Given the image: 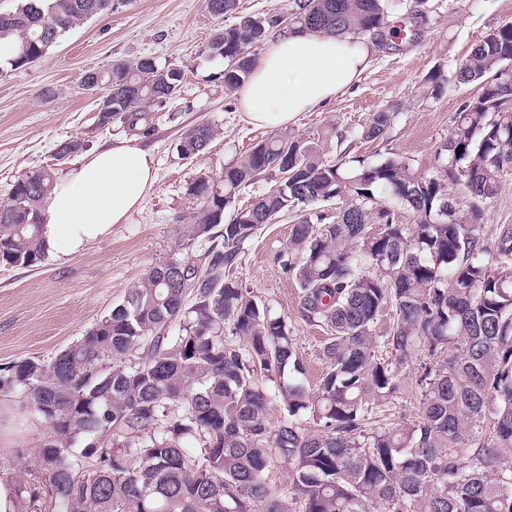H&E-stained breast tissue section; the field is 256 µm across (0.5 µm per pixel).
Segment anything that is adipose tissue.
Segmentation results:
<instances>
[{
    "mask_svg": "<svg viewBox=\"0 0 512 512\" xmlns=\"http://www.w3.org/2000/svg\"><path fill=\"white\" fill-rule=\"evenodd\" d=\"M368 58L367 49L348 37L276 34L241 91L244 116L257 127L288 128L299 113L352 85ZM156 182L151 151L127 140L97 147L56 181L40 217L46 246L74 252L111 225L126 223Z\"/></svg>",
    "mask_w": 512,
    "mask_h": 512,
    "instance_id": "adipose-tissue-1",
    "label": "adipose tissue"
}]
</instances>
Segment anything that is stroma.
<instances>
[{"label": "stroma", "instance_id": "1", "mask_svg": "<svg viewBox=\"0 0 512 512\" xmlns=\"http://www.w3.org/2000/svg\"><path fill=\"white\" fill-rule=\"evenodd\" d=\"M425 8L419 19L404 11L392 15L391 24L405 29L399 45L368 43L369 65L360 78L316 111L300 113L288 134L318 140L332 157L335 131L359 126L372 112L393 105L387 139L354 142L351 155L376 163L396 154L418 173H433L436 149L476 88L451 84L431 98L423 95L422 84L436 69L452 73L487 31L512 20V0H427ZM229 23L210 14L205 0H112L111 11L65 33L33 63L15 69L8 53L0 52V204L29 172L47 168L64 176L76 161H57L55 153L77 137L91 150L117 138L134 140L153 153L157 166L153 193L127 223L112 225L77 251H48L39 266L0 267V367L34 356L53 359L108 316L151 267L182 257V232L192 210L189 185L201 176L220 178L225 166L268 136V129L244 121L239 95L224 91L223 59L208 51L212 33ZM142 57L180 69L178 93L150 106L146 127L119 121L98 127L106 90L86 89L83 75ZM200 123L211 124L217 136L199 157L182 158L183 133ZM293 223L289 214L262 225L242 249L238 275L274 313L287 317L313 383L325 368L319 353L329 333L301 319L299 290L277 261L288 250ZM483 224L491 242L501 227L512 226V168L488 200ZM425 360L422 354L413 359L394 402L377 407L373 426L418 420L420 391L413 377ZM45 433L40 425L21 433L12 422L1 423L0 469L12 468L16 447L35 451Z\"/></svg>", "mask_w": 512, "mask_h": 512}]
</instances>
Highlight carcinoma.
<instances>
[{"label":"carcinoma","instance_id":"carcinoma-1","mask_svg":"<svg viewBox=\"0 0 512 512\" xmlns=\"http://www.w3.org/2000/svg\"><path fill=\"white\" fill-rule=\"evenodd\" d=\"M235 22L209 51L224 59V90L249 78L251 49L275 29L375 40L400 0H290L288 12L239 14V0H207ZM112 10V0H21L0 14L9 64L41 58L70 29ZM512 21L489 30L451 74L434 70L425 95L473 84L435 174L401 156L376 164L275 134L224 168L223 188L188 187L193 221L183 258L161 261L92 330L46 363L0 367V397L22 400L48 435L33 455L14 450L17 512H512V232L482 234L484 204L512 164ZM181 72L118 63L103 72L106 122L147 125V106L178 92ZM394 113L336 132L337 144L387 137ZM188 129L181 155L214 138ZM288 171L246 207L241 188ZM56 181L34 171L0 205V265L34 266L47 247L40 211ZM336 199V216L309 212ZM419 216L394 222L393 207ZM298 210L279 259L299 288L303 319L330 331L326 370L304 380L288 320L236 276L241 246L264 224ZM229 219H224L225 211ZM199 242L207 247L199 254ZM179 332L171 334L173 325ZM390 357H378L379 348ZM419 352L421 414L400 428L368 429L376 403L399 391ZM306 416L312 428L298 423ZM289 486L275 488V470Z\"/></svg>","mask_w":512,"mask_h":512}]
</instances>
